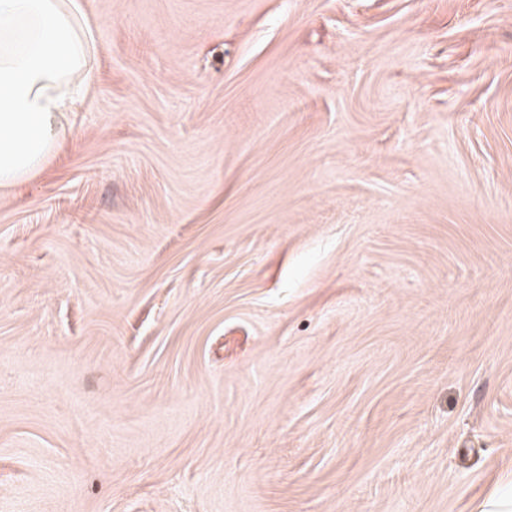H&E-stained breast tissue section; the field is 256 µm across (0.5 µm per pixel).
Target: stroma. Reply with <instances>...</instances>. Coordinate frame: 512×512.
<instances>
[{"instance_id":"35a3bbf8","label":"stroma","mask_w":512,"mask_h":512,"mask_svg":"<svg viewBox=\"0 0 512 512\" xmlns=\"http://www.w3.org/2000/svg\"><path fill=\"white\" fill-rule=\"evenodd\" d=\"M0 192V512H474L512 473V0H79Z\"/></svg>"}]
</instances>
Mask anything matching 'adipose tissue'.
Segmentation results:
<instances>
[{"label":"adipose tissue","mask_w":512,"mask_h":512,"mask_svg":"<svg viewBox=\"0 0 512 512\" xmlns=\"http://www.w3.org/2000/svg\"><path fill=\"white\" fill-rule=\"evenodd\" d=\"M76 0H0V190L40 173L92 89Z\"/></svg>","instance_id":"1"}]
</instances>
